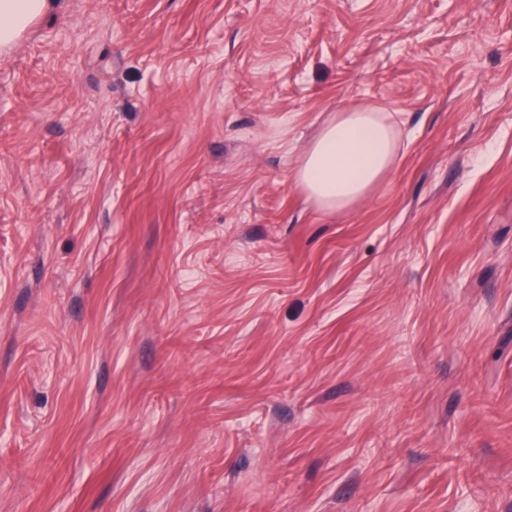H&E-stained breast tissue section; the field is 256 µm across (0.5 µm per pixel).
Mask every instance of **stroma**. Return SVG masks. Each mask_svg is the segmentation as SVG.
Listing matches in <instances>:
<instances>
[{"label":"stroma","instance_id":"stroma-1","mask_svg":"<svg viewBox=\"0 0 512 512\" xmlns=\"http://www.w3.org/2000/svg\"><path fill=\"white\" fill-rule=\"evenodd\" d=\"M372 106L395 171L318 210ZM0 512H512V0H57L0 54ZM385 113L373 108L337 112L302 157L294 179L317 209L349 208L395 170L400 146Z\"/></svg>","mask_w":512,"mask_h":512}]
</instances>
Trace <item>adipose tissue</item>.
Here are the masks:
<instances>
[{
	"mask_svg": "<svg viewBox=\"0 0 512 512\" xmlns=\"http://www.w3.org/2000/svg\"><path fill=\"white\" fill-rule=\"evenodd\" d=\"M54 7L55 0H0V52ZM398 158L397 134L382 110L349 109L322 129L294 179L317 209L343 210L373 192L395 170Z\"/></svg>",
	"mask_w": 512,
	"mask_h": 512,
	"instance_id": "1",
	"label": "adipose tissue"
}]
</instances>
